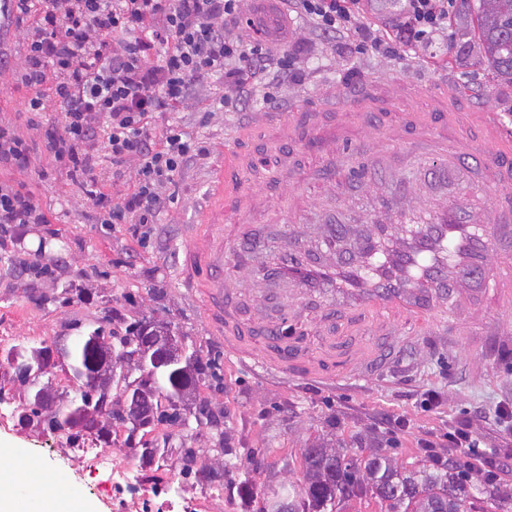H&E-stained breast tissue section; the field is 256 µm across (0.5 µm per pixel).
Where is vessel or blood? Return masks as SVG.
I'll list each match as a JSON object with an SVG mask.
<instances>
[{"instance_id":"1","label":"vessel or blood","mask_w":512,"mask_h":512,"mask_svg":"<svg viewBox=\"0 0 512 512\" xmlns=\"http://www.w3.org/2000/svg\"><path fill=\"white\" fill-rule=\"evenodd\" d=\"M256 22L269 41L285 40L277 0H258ZM400 106V98L381 97L369 88L347 104L362 121L371 113ZM480 127V134L466 139L464 147L451 148L450 158L456 163L480 162L504 187V194L495 197L490 209L465 215L452 204L421 216L417 228L408 234L394 236L387 230L396 211L395 204L390 203L366 220L351 252L335 263L307 257L292 240L283 245L281 266L294 271L300 287L316 290L330 302H345L358 317L376 325L395 314L427 318L430 309L447 306L452 294L476 281L493 292L500 307L511 308L512 252L501 250L500 244L512 237V137L499 132L491 112L483 113ZM248 203V195L221 189L202 216L212 231L192 255L195 265L219 277L218 291L213 295L214 303L220 306L215 325L230 343L236 340L235 318L222 298L233 290L234 283L220 278L224 236L218 228L225 218L245 213ZM264 354L268 366L287 370L288 343L277 329H269Z\"/></svg>"}]
</instances>
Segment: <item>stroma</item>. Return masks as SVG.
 Instances as JSON below:
<instances>
[{
    "label": "stroma",
    "instance_id": "obj_1",
    "mask_svg": "<svg viewBox=\"0 0 512 512\" xmlns=\"http://www.w3.org/2000/svg\"><path fill=\"white\" fill-rule=\"evenodd\" d=\"M434 52L438 60L432 64L411 54L380 58L354 47L335 51L306 44V79L288 90L289 105L311 109V121L322 132L306 141H283L272 125L253 129L256 113L224 110L218 86L203 93L196 109L153 114L151 126L177 125L209 153L181 168L155 235L143 241L134 239L127 225L98 223L86 200L91 180H107L111 165L89 180L34 148L29 164L12 178L50 209L55 221L24 226L19 238L0 249V448L6 451L0 468L12 469L18 456L33 459L91 512H119V502L128 499L132 512H194L193 500L200 496L206 497L208 512H259L268 485L302 478L301 452L317 438L353 447L360 438L376 439L409 469L428 459L420 440L440 434L443 422L471 418L493 444L489 458L501 472L497 488L512 491V436L501 432L495 414L498 402L512 400V335L475 331L490 320L512 325V309L498 308L490 294L473 287L454 295L447 311L436 312L435 323L399 320L375 336L349 312L271 274L281 238H297L304 251L335 259L326 220L336 216L357 230L387 198L401 197L402 208L412 211H434L453 201L468 212L490 205V172L471 163L449 166L448 153L464 122L478 112H495L512 132V84L492 74L462 5L454 7L447 47ZM412 81L449 86L460 125H448L437 112L432 132L410 129L406 115L420 111L416 102L375 113L364 123L325 110L319 96L329 88L343 99L351 87L366 83L392 92ZM27 97L25 88L0 82V120L27 137L56 127L57 113L25 111ZM242 147L257 162L274 167L275 174L270 181L245 183L252 209L224 224V274L239 282L228 303L256 349L264 347L260 329L273 325L306 354L305 366L285 374L263 370L256 360L225 347L210 324L207 284L185 263L195 233L202 230L199 210L209 204L225 158ZM444 165L450 168L445 185L424 180L425 169ZM468 183L473 191H465ZM21 260L43 265L57 260L61 267L54 278L32 287L17 275ZM67 285L73 296H64ZM144 317L170 324L188 350L211 364V374L197 382V395L212 418L191 414L184 426L159 425L148 436L129 434L122 425L105 436L80 425L71 432L53 431L23 420L30 395L15 377L12 356L48 347L43 380L52 396L63 398L71 387L61 348L94 329L121 332ZM427 389L443 392L440 407L422 408L420 394ZM74 438L98 454L77 471L64 458ZM222 441L239 461L251 464L260 490L253 499L242 497L238 476L214 483L199 464L184 474L185 449L202 458L214 455ZM147 443L158 451L140 462L159 467L160 478L132 497L102 460L124 445L140 449Z\"/></svg>",
    "mask_w": 512,
    "mask_h": 512
}]
</instances>
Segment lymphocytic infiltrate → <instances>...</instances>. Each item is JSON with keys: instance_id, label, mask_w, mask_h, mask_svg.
Here are the masks:
<instances>
[{"instance_id": "lymphocytic-infiltrate-1", "label": "lymphocytic infiltrate", "mask_w": 512, "mask_h": 512, "mask_svg": "<svg viewBox=\"0 0 512 512\" xmlns=\"http://www.w3.org/2000/svg\"><path fill=\"white\" fill-rule=\"evenodd\" d=\"M366 0H283L284 10L308 18L327 43L365 37L373 52H425L448 38L454 0H400L396 20L373 27ZM250 0H8L0 24L22 37L25 52L11 62L0 50V70L31 92L29 112L54 109L58 129L42 147L71 173L93 172L104 159L130 167V185L112 179L91 191L103 224L131 230L156 223L171 200L174 175L207 150L181 129L154 133L148 117L182 112L222 80L225 106L280 105L281 87L302 84L298 56L276 50L252 32ZM275 74L277 86L264 81ZM50 218L31 193L0 180V243L24 224ZM448 439L466 448L487 480L489 442L476 426H449Z\"/></svg>"}]
</instances>
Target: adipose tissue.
Segmentation results:
<instances>
[{
  "instance_id": "obj_1",
  "label": "adipose tissue",
  "mask_w": 512,
  "mask_h": 512,
  "mask_svg": "<svg viewBox=\"0 0 512 512\" xmlns=\"http://www.w3.org/2000/svg\"><path fill=\"white\" fill-rule=\"evenodd\" d=\"M42 487V493L24 497L14 476L0 473V512H88L53 474L45 475Z\"/></svg>"
}]
</instances>
